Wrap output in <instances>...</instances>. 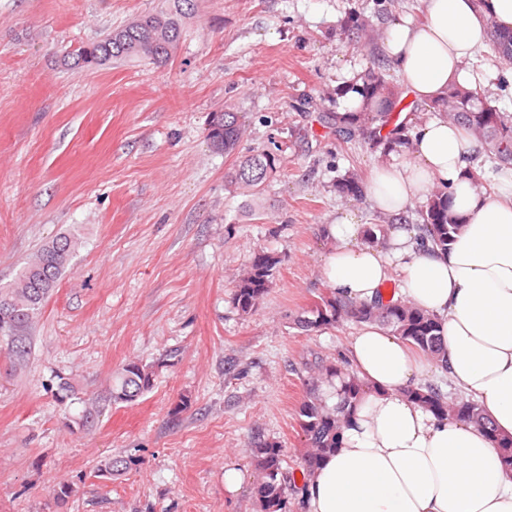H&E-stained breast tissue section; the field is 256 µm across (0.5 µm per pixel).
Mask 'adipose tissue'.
<instances>
[{
    "instance_id": "adipose-tissue-1",
    "label": "adipose tissue",
    "mask_w": 512,
    "mask_h": 512,
    "mask_svg": "<svg viewBox=\"0 0 512 512\" xmlns=\"http://www.w3.org/2000/svg\"><path fill=\"white\" fill-rule=\"evenodd\" d=\"M420 2L424 21L392 22L381 49L403 96L425 105L450 84L474 83L464 66L485 46L489 22L512 28V0ZM479 151L462 126L431 117L364 187L372 209L398 218L434 183L448 184L462 225L447 251L400 228L387 247L363 245L360 224L344 212L326 226L322 273L330 292L357 302L386 298L387 283L399 280L404 299L439 317L458 396L477 400L498 433L512 436V171L494 190L478 185L469 167ZM348 359L372 391L350 408L340 448L307 478L299 512H512V473L482 430L408 398L424 365L405 342L365 324Z\"/></svg>"
}]
</instances>
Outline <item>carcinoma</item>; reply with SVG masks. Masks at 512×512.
I'll list each match as a JSON object with an SVG mask.
<instances>
[{"label":"carcinoma","instance_id":"carcinoma-1","mask_svg":"<svg viewBox=\"0 0 512 512\" xmlns=\"http://www.w3.org/2000/svg\"><path fill=\"white\" fill-rule=\"evenodd\" d=\"M196 0H166L159 10L133 17L110 31L103 39L80 47L72 54L75 69L92 68L131 58L164 64L175 53L182 38L184 22L195 12ZM345 27L361 32L366 45L376 40L377 32L360 12L348 15ZM490 49L507 67L512 66V33H505L490 23ZM362 97L364 108L347 123L335 121V115L322 112L317 122L324 128L336 127V135L352 139L362 135L376 149L382 144L407 146L410 133L423 122L417 109L400 106L398 86L382 66H372L360 76V82L345 86ZM426 111L451 123H460L484 145V153L497 169L512 168V113L491 104L479 83L468 86L453 84L448 92L432 102ZM247 133L243 116L230 107L211 115L207 139L211 147L234 158L232 171L225 177L224 187L232 194L259 198L264 185L277 172V157L270 150L239 151ZM336 191L343 197L358 200L363 196V177L356 169H348L335 181ZM448 185L440 184L432 191L419 211V220H403L414 238L446 252L455 240L459 218L448 204ZM391 220L366 225L363 243L382 246L386 242ZM80 245L75 232L61 234L44 244L19 271L16 280L0 286V350L20 365L29 353L28 333L41 312L43 303L56 286ZM278 259L259 252L251 265L238 276L232 298L240 315L254 312L268 293ZM347 322L372 323L400 337L411 347L432 359L439 369L446 360L441 347L439 321L427 311L410 305L403 298H391L387 303L342 301L334 295L324 296L305 314L295 320L304 332L338 327ZM152 368L140 361H128L113 377L107 401L113 405L132 403L153 386ZM340 381L339 403L329 406L322 395V386ZM307 398L299 407V426L305 438V452L300 464L301 479L295 472L283 468V449L265 441L250 444L259 477L253 487L257 512H290V500L298 499L304 482L321 458L339 447L340 438L348 425L347 408L371 391L346 366L309 367ZM407 395L429 412L452 416L481 428L499 451L504 468L512 471V437H500L485 416L481 405L463 397H452L437 383H424L407 390ZM55 397L78 413L70 422L80 428L93 425L103 411L101 400L82 396L76 385L61 378Z\"/></svg>","mask_w":512,"mask_h":512}]
</instances>
